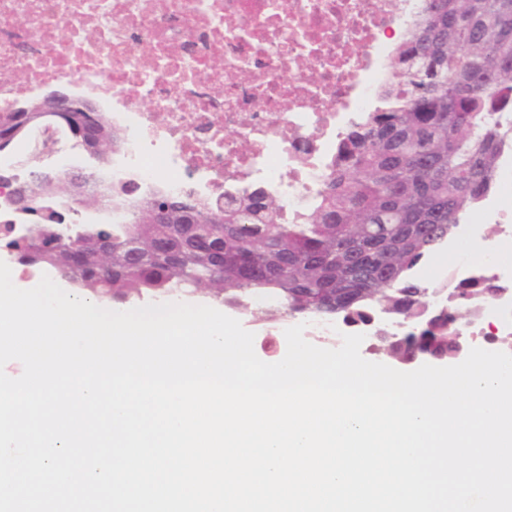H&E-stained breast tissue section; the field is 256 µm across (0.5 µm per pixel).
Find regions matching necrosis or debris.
Here are the masks:
<instances>
[{"label": "necrosis or debris", "mask_w": 512, "mask_h": 512, "mask_svg": "<svg viewBox=\"0 0 512 512\" xmlns=\"http://www.w3.org/2000/svg\"><path fill=\"white\" fill-rule=\"evenodd\" d=\"M424 0H0V111L45 86L94 96L124 136L94 180L132 199L163 193L223 206L244 191L276 195L288 221L314 205L347 134L391 81L392 48ZM59 173L81 155L52 128L0 153L22 177L29 153ZM477 223L512 237V148ZM496 244L456 256L444 280L511 288Z\"/></svg>", "instance_id": "4bbe7bcc"}]
</instances>
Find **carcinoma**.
I'll return each instance as SVG.
<instances>
[{
  "mask_svg": "<svg viewBox=\"0 0 512 512\" xmlns=\"http://www.w3.org/2000/svg\"><path fill=\"white\" fill-rule=\"evenodd\" d=\"M381 106L342 143L315 205L298 224L273 196L224 202V223L196 200L158 193L112 203L118 224L49 221L64 179L48 186L12 178L27 239L0 232L17 264L47 269L82 293L115 304L203 295L261 320L292 317L366 326L382 315L410 329L374 332L375 351L398 362L418 353L454 358L455 316L493 295L479 282L436 288L455 300L428 305L415 268L492 189L501 151L512 145V0H425L394 49ZM483 73L482 92L469 88ZM103 149L122 142L99 114ZM114 192L92 190L102 210ZM168 210L158 223L153 210Z\"/></svg>",
  "mask_w": 512,
  "mask_h": 512,
  "instance_id": "cac0c4a2",
  "label": "carcinoma"
}]
</instances>
